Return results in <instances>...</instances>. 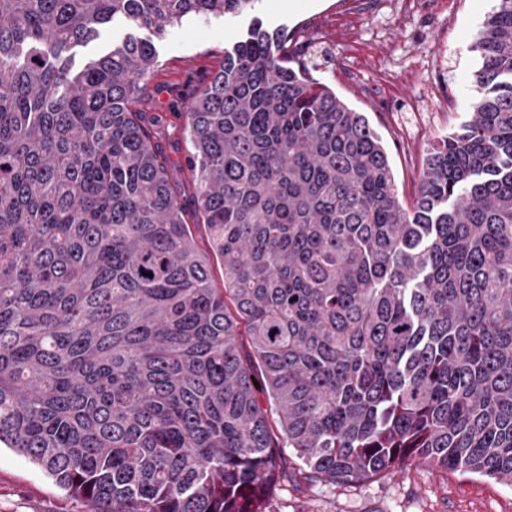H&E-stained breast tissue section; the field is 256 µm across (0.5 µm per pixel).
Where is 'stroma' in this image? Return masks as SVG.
I'll return each mask as SVG.
<instances>
[{
    "label": "stroma",
    "instance_id": "obj_1",
    "mask_svg": "<svg viewBox=\"0 0 512 512\" xmlns=\"http://www.w3.org/2000/svg\"><path fill=\"white\" fill-rule=\"evenodd\" d=\"M496 0H264L259 15L186 19L156 40L147 111L171 125L193 88L224 61L253 18L332 54L316 73L378 132L405 204L433 146L471 117L472 47ZM269 512H512V485L431 466L362 483H329L285 452ZM0 512H83L80 502L12 450H0Z\"/></svg>",
    "mask_w": 512,
    "mask_h": 512
}]
</instances>
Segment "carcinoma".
Returning a JSON list of instances; mask_svg holds the SVG:
<instances>
[{"label":"carcinoma","instance_id":"cac0c4a2","mask_svg":"<svg viewBox=\"0 0 512 512\" xmlns=\"http://www.w3.org/2000/svg\"><path fill=\"white\" fill-rule=\"evenodd\" d=\"M262 3L0 0V448L86 512H265L283 448L333 483L512 485V0L410 208L287 33L224 50L179 113L205 254L139 109L153 42L71 50ZM131 32V28L123 21H114L101 31L100 37L90 42L85 47H77L76 62L86 60L93 53L100 52L108 48L112 43L122 41L123 38Z\"/></svg>","mask_w":512,"mask_h":512}]
</instances>
